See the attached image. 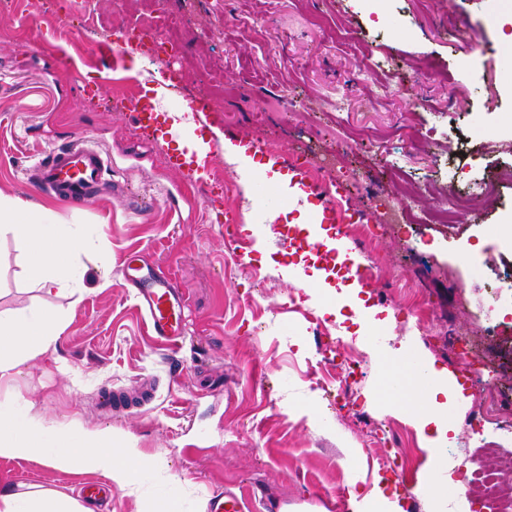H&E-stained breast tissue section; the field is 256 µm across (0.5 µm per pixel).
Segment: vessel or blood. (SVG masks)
I'll list each match as a JSON object with an SVG mask.
<instances>
[{
  "label": "vessel or blood",
  "mask_w": 512,
  "mask_h": 512,
  "mask_svg": "<svg viewBox=\"0 0 512 512\" xmlns=\"http://www.w3.org/2000/svg\"><path fill=\"white\" fill-rule=\"evenodd\" d=\"M115 107L134 113L139 129L149 136L155 135L161 124L165 125L167 136L173 139L184 129L204 131L211 122L206 108L193 98L184 100L182 111L164 114L159 113L154 100L149 98L122 99L116 101ZM212 154V147L190 145L168 153L167 162L171 168L187 172L192 184L211 192L215 186L204 178L203 173ZM282 165L290 175L291 185L299 189L292 198L293 203L301 204L311 197H321V205L312 212V223L338 224L363 220V213L345 209L346 193L342 183L331 181L319 187L313 186L307 180L305 163L288 154L283 156ZM111 166V158L98 144L79 137L67 146L52 149L40 160L36 167V182L39 190L53 193L59 200L82 202L92 192L106 187L104 175ZM123 277L135 289V297L147 319L151 336L168 346H178L184 326V295L172 279L130 262L125 265Z\"/></svg>",
  "instance_id": "vessel-or-blood-1"
}]
</instances>
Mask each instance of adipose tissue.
I'll return each mask as SVG.
<instances>
[{
	"instance_id": "adipose-tissue-1",
	"label": "adipose tissue",
	"mask_w": 512,
	"mask_h": 512,
	"mask_svg": "<svg viewBox=\"0 0 512 512\" xmlns=\"http://www.w3.org/2000/svg\"><path fill=\"white\" fill-rule=\"evenodd\" d=\"M0 235L10 236L26 249L25 271L40 290L59 296L85 286L86 269L78 262L90 247L78 225L57 223L45 208H32L21 199L0 193ZM63 317L43 312L0 315V379L18 372L20 365L47 353L64 331ZM447 369L426 362L424 378L413 389L425 397L414 424L432 454L447 447L453 426L438 411L447 395ZM45 456L56 468L77 469L106 475L119 489L133 491V465L139 460L135 442L112 429H90L78 435L46 437L34 417L15 418L0 411V456ZM0 512H88L76 501L47 490L0 491Z\"/></svg>"
}]
</instances>
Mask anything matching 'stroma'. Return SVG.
Listing matches in <instances>:
<instances>
[{
  "label": "stroma",
  "instance_id": "35a3bbf8",
  "mask_svg": "<svg viewBox=\"0 0 512 512\" xmlns=\"http://www.w3.org/2000/svg\"><path fill=\"white\" fill-rule=\"evenodd\" d=\"M37 0L0 6V192L51 209L92 241L85 290L45 294L24 274L25 248L0 237V311L65 314L54 350L0 382V408L36 417L46 434L112 428L129 434L164 481L146 476L141 497L115 491L92 512H144L147 499L198 512L234 490L245 512H351L393 467L424 480L429 453L413 405L392 406L383 383L396 351L458 378L449 401L453 480L495 472L512 502V302L485 303L512 273V187L498 184L453 224L386 220L412 189L415 207L470 191L512 169V25L490 22L496 0H176L185 17L164 52L113 64L124 27L156 0ZM92 8L93 27L81 15ZM139 69H132V61ZM176 71L185 97L201 98L219 148L212 157L230 193L209 201L164 161L163 138L134 132L112 98L156 90ZM79 135L112 159L111 192L80 206L31 184L44 151ZM273 143L252 167L228 164L223 144ZM327 161L364 212L372 239L357 253L368 270L365 308L395 322L367 336L355 314H325L338 298L297 302L289 268L307 276L327 261L306 252L304 206L260 210V166L283 153ZM241 215L224 222L225 211ZM172 275L186 300L183 350L149 335L121 269L128 257ZM476 269L465 272L461 257ZM468 347L470 357L458 352ZM94 476L0 457V490L21 484L80 499Z\"/></svg>",
  "mask_w": 512,
  "mask_h": 512
}]
</instances>
